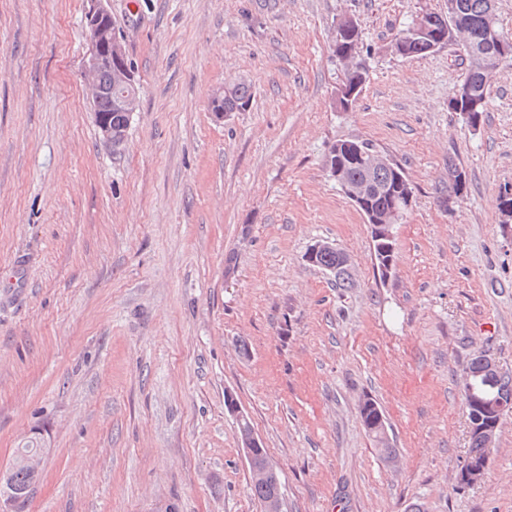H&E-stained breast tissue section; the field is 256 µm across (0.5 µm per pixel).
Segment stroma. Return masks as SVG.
Here are the masks:
<instances>
[{
	"label": "stroma",
	"mask_w": 512,
	"mask_h": 512,
	"mask_svg": "<svg viewBox=\"0 0 512 512\" xmlns=\"http://www.w3.org/2000/svg\"><path fill=\"white\" fill-rule=\"evenodd\" d=\"M86 8L0 0V468L45 445L24 512H262L240 412L285 512H512V411L483 479L455 480L466 366L482 353L512 374V62L475 130L448 108L457 45L390 50L448 0H109L139 96L115 149L84 91ZM346 17L369 75L342 112ZM235 79L252 103L216 123ZM341 140L372 142L413 188L384 279L325 170ZM452 162L468 184L447 210ZM319 240L353 288L307 262ZM430 14L435 18L432 22L435 28H440L443 23L448 22V18H444L441 13L432 12L428 10H422L418 13L414 25L412 26V32L416 35H428L431 26V17ZM414 19L409 22L403 29L399 30L393 37V41L391 42V49L396 55H400L401 57L410 58L416 56H425L430 51L427 50V42L420 37H416L411 32V25L413 24ZM397 38H401L404 42L406 53L402 55V41ZM359 412L364 423L366 430L371 434L374 440L380 444L384 452L392 455L395 452V448H392L388 438V427L384 419L383 412L378 403L372 398H366L360 405ZM380 421V426H386L387 431H381V433L374 432L371 429V423Z\"/></svg>",
	"instance_id": "1"
}]
</instances>
